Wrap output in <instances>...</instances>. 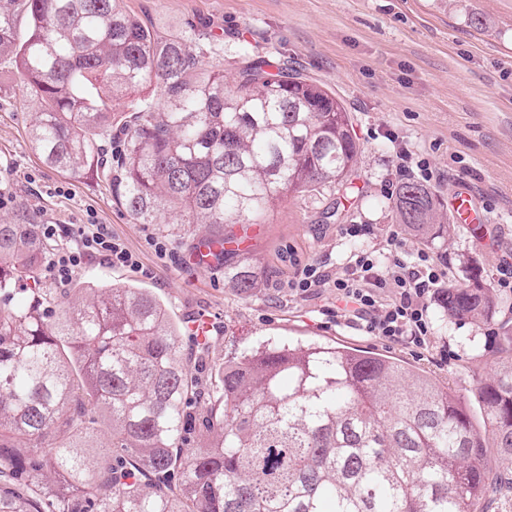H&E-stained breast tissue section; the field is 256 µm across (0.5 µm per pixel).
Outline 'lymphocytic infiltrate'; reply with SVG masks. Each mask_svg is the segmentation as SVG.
<instances>
[{
  "mask_svg": "<svg viewBox=\"0 0 512 512\" xmlns=\"http://www.w3.org/2000/svg\"><path fill=\"white\" fill-rule=\"evenodd\" d=\"M94 259L135 274H154L122 239L93 222L85 224L73 245L53 255L49 271L64 285ZM447 275L437 258L423 249L405 248L393 231L383 245L350 251L337 269L321 261L296 262L285 286L289 297L303 301L331 294L336 319L346 327L425 349L433 339L431 304Z\"/></svg>",
  "mask_w": 512,
  "mask_h": 512,
  "instance_id": "f902f5d3",
  "label": "lymphocytic infiltrate"
}]
</instances>
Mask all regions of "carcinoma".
<instances>
[{
  "mask_svg": "<svg viewBox=\"0 0 512 512\" xmlns=\"http://www.w3.org/2000/svg\"><path fill=\"white\" fill-rule=\"evenodd\" d=\"M195 40L160 38L125 0H0V57L40 104L32 149L137 223L207 224L222 244L286 195L350 188L360 145L335 94L259 55L229 81ZM395 207L428 244L448 233L425 185L401 183ZM51 254L25 216L0 224V294L33 283L0 307V512H473L512 485L483 466L488 448L512 458V335L477 416L422 368L344 345L264 347L201 386L164 301L132 283L55 296ZM262 275L224 264L245 297ZM439 303L475 322L498 306L476 275Z\"/></svg>",
  "mask_w": 512,
  "mask_h": 512,
  "instance_id": "carcinoma-1",
  "label": "carcinoma"
}]
</instances>
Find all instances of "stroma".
Here are the masks:
<instances>
[{"label": "stroma", "instance_id": "1", "mask_svg": "<svg viewBox=\"0 0 512 512\" xmlns=\"http://www.w3.org/2000/svg\"><path fill=\"white\" fill-rule=\"evenodd\" d=\"M128 9L164 37L187 29L218 31L223 39L203 57L205 66L233 76L241 49L272 56L307 79L330 88L354 118L361 145L345 221L369 224L375 242L399 224L391 192L400 185L386 132L404 136L416 159L438 170L431 189L451 229L429 251L447 264L449 277L480 276L496 288L512 264V0H126ZM484 24L474 27L471 16ZM37 103L0 59V188L14 201L0 209L8 224L25 212L39 224L60 225L53 248L72 244L94 219L139 252L156 276L144 280L171 311L192 321L204 314L213 330L205 341L217 362L236 360L275 344L341 343L399 356L432 373L467 407L492 369L498 326L512 319V298L499 296L492 320L448 317L432 304L433 342L412 350L336 324L320 314V301L290 299L282 289L290 270L278 250L321 260L349 250L339 223L323 221L332 198H287L263 223L238 224V256L261 262L270 274L263 288L241 297L218 263L193 265L188 255L208 232L204 224H139L92 178L77 179L45 165L32 149L28 128ZM466 191L486 223L457 224L452 195ZM165 239L172 257L159 258L150 238Z\"/></svg>", "mask_w": 512, "mask_h": 512}]
</instances>
